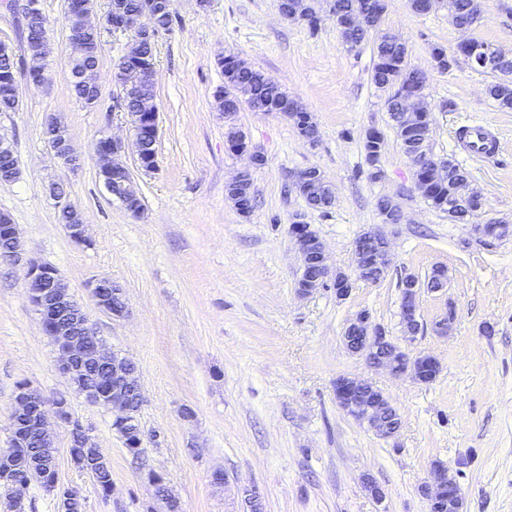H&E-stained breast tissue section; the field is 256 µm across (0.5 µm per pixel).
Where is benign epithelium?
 I'll return each instance as SVG.
<instances>
[{"label": "benign epithelium", "instance_id": "benign-epithelium-1", "mask_svg": "<svg viewBox=\"0 0 512 512\" xmlns=\"http://www.w3.org/2000/svg\"><path fill=\"white\" fill-rule=\"evenodd\" d=\"M280 14L286 18L305 17L307 14L306 0H282L279 4ZM112 29L132 33L136 40H147L158 33L153 24L150 11L140 14H124L116 12V22ZM459 54L470 59L480 68L490 70L505 54L484 45L476 46L472 40H464L457 45ZM121 70L129 85L154 84V66L145 65L130 59L121 60ZM159 112H136L133 115L134 137L137 155H142L143 129L158 134ZM124 144L108 134L101 135L95 142L94 151L100 162V172L112 170L113 195L121 200L135 197L130 188V177H122L124 166L115 158L123 151ZM403 152L415 166L414 174L427 171L433 176L440 173L441 165L434 160L425 147V140L417 139L403 144ZM249 172L239 173L227 186L228 195L237 206H242L244 197L241 187ZM299 192L311 201L320 200L319 182L301 173L295 180ZM475 231L485 240H500L512 234V226L508 224H477ZM294 236L302 259V268L296 282L297 293L301 296L311 295L327 285L328 280L343 283L344 287L336 289V297L345 300L351 293V278L342 273L334 272L328 264L325 248L319 237L307 224L294 226ZM380 233L367 230L359 234L353 243L356 259V274L363 277L369 263H376L382 270H388L391 264L388 242L376 247ZM0 237L5 246L0 248V261L7 264L26 262L28 266L26 289L30 301L41 316L45 334L50 337L58 354L61 372L75 387V391L87 400L105 407L115 414L113 428L124 439L127 449L141 447L144 432L141 428L138 413L144 398L136 378L137 368L122 354L109 349L102 339L98 338L90 325L81 305L62 282L57 270L47 264L24 260L23 244L14 224L0 223ZM88 288L97 304L116 318L128 312L127 303L121 288L112 283V279L101 277L89 281ZM409 296L401 307V317L405 324L404 341L413 339L419 326L420 290L417 285L408 286ZM346 347L355 348L356 354L364 357L367 365L373 369H386L390 374L401 377L411 375L421 383L433 381L439 373V361L430 354L412 356L408 350L389 336L386 331L374 324L371 317L360 312L352 318L343 333ZM96 364L102 374L95 381H90L85 365ZM374 389L370 383L343 376L336 379L334 396L338 406L358 422L366 425L376 435L384 438L393 437L401 427V418L395 414V407L381 392L376 393L368 403H362L363 394ZM53 415L61 424L73 432L81 434V447L96 462L106 465L108 459L100 448L91 443L88 430L66 412L65 403L58 399L49 400L38 391L26 385L18 388L10 411V447L0 450V466H5L8 478H0V501H5L7 512H19L24 505L21 490L34 477L26 470L15 471L13 457L27 448L30 434L39 439L41 459L55 458L53 435L49 429L48 415ZM150 481L155 487V495L164 503L166 512H178L179 502L170 493L162 476L152 473ZM431 483L448 486V497L462 501V493L455 485L448 482V473L434 470Z\"/></svg>", "mask_w": 512, "mask_h": 512}]
</instances>
